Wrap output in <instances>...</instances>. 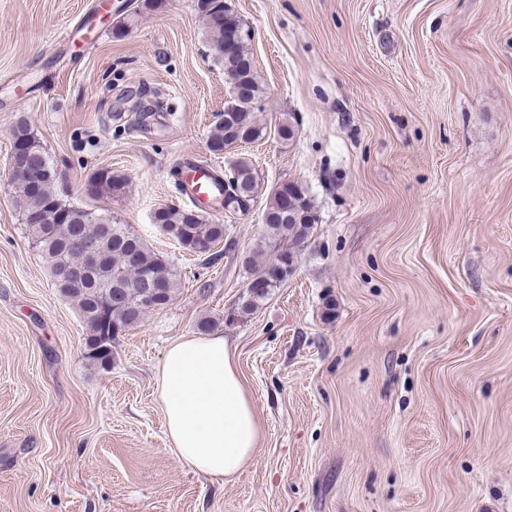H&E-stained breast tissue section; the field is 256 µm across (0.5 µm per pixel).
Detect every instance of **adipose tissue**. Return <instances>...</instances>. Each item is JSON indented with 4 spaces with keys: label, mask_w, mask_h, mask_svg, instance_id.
Returning <instances> with one entry per match:
<instances>
[{
    "label": "adipose tissue",
    "mask_w": 512,
    "mask_h": 512,
    "mask_svg": "<svg viewBox=\"0 0 512 512\" xmlns=\"http://www.w3.org/2000/svg\"><path fill=\"white\" fill-rule=\"evenodd\" d=\"M166 434L191 470L231 481L252 462L262 424L224 336H189L168 348L160 371Z\"/></svg>",
    "instance_id": "obj_1"
}]
</instances>
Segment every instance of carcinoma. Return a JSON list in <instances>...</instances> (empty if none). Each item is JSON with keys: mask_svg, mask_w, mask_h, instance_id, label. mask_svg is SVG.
Returning <instances> with one entry per match:
<instances>
[{"mask_svg": "<svg viewBox=\"0 0 512 512\" xmlns=\"http://www.w3.org/2000/svg\"><path fill=\"white\" fill-rule=\"evenodd\" d=\"M211 2L197 0L196 6L208 26L213 57L220 65L232 61L242 70L238 107L231 115L230 124L219 121L209 137V143L215 150L223 153L227 145L239 138L253 143L266 135L267 129L257 115L262 109L265 90L257 78L247 39H232L233 29L244 27L243 22L227 5L223 8L224 21H217ZM296 126L295 116L285 114L277 127L279 138L292 140ZM11 138L26 147L25 156L14 169L19 177L28 235L42 255L54 287L76 304L88 327L85 339L87 358L104 366L112 357V341L105 338V317L112 318V328L124 330L139 325L147 314L146 310L125 303L105 305L108 287L119 288L134 282L156 284L161 290L159 305L164 307L175 296L177 274L127 225L112 220L110 215L75 207L62 200L54 165L25 119L18 120L13 126ZM230 163L231 176L237 178L241 191L237 195L225 194L219 205L226 211H236L253 200L258 180L250 158L239 155L230 159ZM125 184L124 174L102 168L90 177L88 192L91 195H117ZM310 215H315L314 206L303 184L292 181L279 191L272 190L264 213L262 237L243 258L247 278L265 281L272 276L275 267L286 269L288 263H297L315 227L313 222H304V218ZM153 221L164 225L183 249L193 252L195 246L207 243L214 252L207 253L206 259L211 263L220 260L221 253L217 247L224 240V225L210 221L199 206L187 209L159 207L154 212ZM73 224L80 225L86 235L103 240L99 271L82 289L70 288L60 282V268L67 263L83 261L80 254L65 251V240ZM279 287L280 283L272 281L268 287L242 296L238 314L253 313Z\"/></svg>", "mask_w": 512, "mask_h": 512, "instance_id": "obj_1", "label": "carcinoma"}]
</instances>
